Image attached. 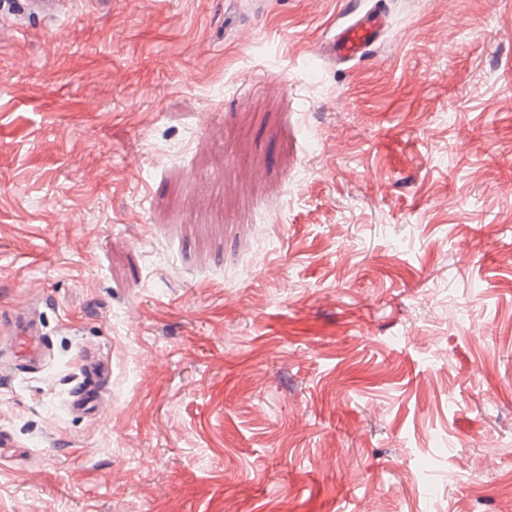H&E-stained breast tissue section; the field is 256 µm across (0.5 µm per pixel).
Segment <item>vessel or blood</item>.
Segmentation results:
<instances>
[{
  "mask_svg": "<svg viewBox=\"0 0 512 512\" xmlns=\"http://www.w3.org/2000/svg\"><path fill=\"white\" fill-rule=\"evenodd\" d=\"M64 6L65 0H11L4 18L19 30L35 19L55 20ZM387 26V15L380 6L353 10L342 23L330 28L318 53L340 65L364 60ZM39 300V295H30L0 318V336L9 341L7 354L0 356L1 377L38 372L49 358L46 335L34 314ZM111 384V360L101 351L82 349L79 380L66 400L67 411L83 416L104 413L109 407L105 392Z\"/></svg>",
  "mask_w": 512,
  "mask_h": 512,
  "instance_id": "b4317fda",
  "label": "vessel or blood"
}]
</instances>
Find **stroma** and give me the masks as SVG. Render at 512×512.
Returning a JSON list of instances; mask_svg holds the SVG:
<instances>
[{"label":"stroma","instance_id":"1","mask_svg":"<svg viewBox=\"0 0 512 512\" xmlns=\"http://www.w3.org/2000/svg\"><path fill=\"white\" fill-rule=\"evenodd\" d=\"M74 0L0 32V512H506L512 0ZM112 411L67 412L81 348ZM378 4L346 14V20L330 28L318 54L340 65L366 59L388 26L387 15ZM41 298L33 293L24 301L12 305L1 318V337L3 340H9L7 354L1 355V378L36 373L49 359L46 333L41 326V314L38 315V319L34 314V308Z\"/></svg>","mask_w":512,"mask_h":512}]
</instances>
